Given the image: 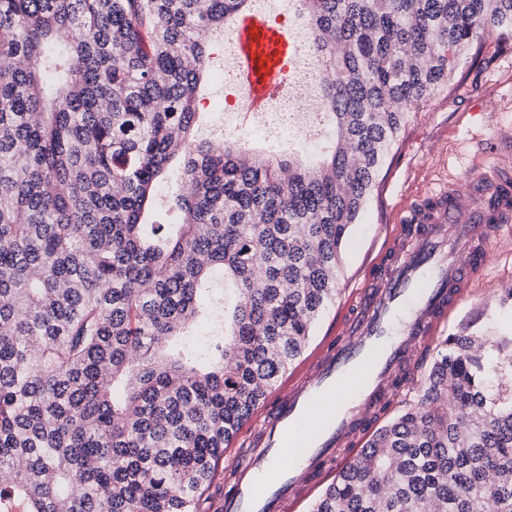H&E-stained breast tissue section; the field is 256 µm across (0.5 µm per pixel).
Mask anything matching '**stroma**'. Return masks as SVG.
I'll list each match as a JSON object with an SVG mask.
<instances>
[{
  "label": "stroma",
  "instance_id": "stroma-1",
  "mask_svg": "<svg viewBox=\"0 0 512 512\" xmlns=\"http://www.w3.org/2000/svg\"><path fill=\"white\" fill-rule=\"evenodd\" d=\"M485 55L487 67L436 95L412 114L402 130L379 186L352 228L342 254L336 300L319 321L309 349L338 335L371 262L409 207L432 196L449 177L490 174L499 163L500 149L512 141V40L502 48L496 37L486 38ZM224 65L223 55H216L206 73L204 94L197 101L213 127L224 123L229 93ZM493 251V264L449 311L441 336L467 332L495 339L512 337V298L506 296L512 288V223L499 228Z\"/></svg>",
  "mask_w": 512,
  "mask_h": 512
}]
</instances>
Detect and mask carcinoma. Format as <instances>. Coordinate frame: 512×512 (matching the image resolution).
Wrapping results in <instances>:
<instances>
[{"mask_svg":"<svg viewBox=\"0 0 512 512\" xmlns=\"http://www.w3.org/2000/svg\"><path fill=\"white\" fill-rule=\"evenodd\" d=\"M297 2L334 129L307 163L196 136L252 0H0V512H199L409 117L512 34V0ZM360 456L313 512H512V338L438 340ZM418 383L415 382L413 385H410L408 388H406L399 397L394 401L390 411L388 413H385L382 417L379 419H376V423L372 430L368 433V435L362 440V442L359 444L358 447H356V450L342 463H352L356 459V451L359 448V450L362 449L365 441L368 439L369 435L376 430L378 427H380L386 419H388L391 416H394L397 414L398 410L405 404L413 403L417 400L419 396L418 391ZM341 463V464H342Z\"/></svg>","mask_w":512,"mask_h":512,"instance_id":"carcinoma-1","label":"carcinoma"}]
</instances>
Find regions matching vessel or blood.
Wrapping results in <instances>:
<instances>
[{
	"label": "vessel or blood",
	"mask_w": 512,
	"mask_h": 512,
	"mask_svg": "<svg viewBox=\"0 0 512 512\" xmlns=\"http://www.w3.org/2000/svg\"><path fill=\"white\" fill-rule=\"evenodd\" d=\"M299 41L265 9L238 17L233 80L244 118L288 93ZM512 223V165L454 182L435 207L416 206L388 238L387 256L359 290L331 350H318L261 413L234 464L224 512H293L325 477L337 448L352 446L390 391L396 369L431 345L448 311L492 265L497 227Z\"/></svg>",
	"instance_id": "vessel-or-blood-1"
}]
</instances>
